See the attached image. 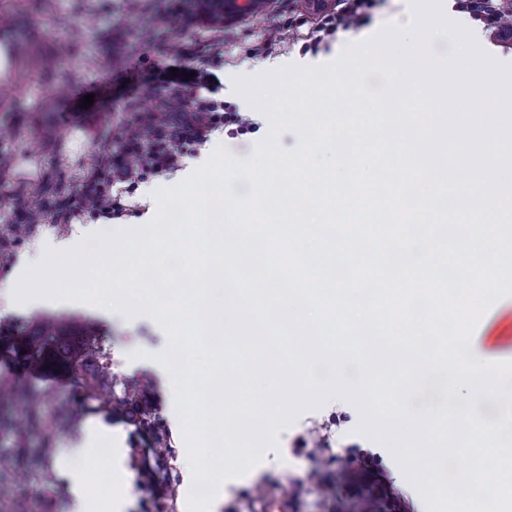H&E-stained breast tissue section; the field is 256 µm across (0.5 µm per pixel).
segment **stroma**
<instances>
[{
	"label": "stroma",
	"mask_w": 512,
	"mask_h": 512,
	"mask_svg": "<svg viewBox=\"0 0 512 512\" xmlns=\"http://www.w3.org/2000/svg\"><path fill=\"white\" fill-rule=\"evenodd\" d=\"M167 3L0 0V59L5 62L0 74V249L7 254L0 262V382H22L45 392L47 423L61 417L59 408L67 410L63 431L47 443L26 431L23 408H11L16 427L0 431V458L22 444L37 449L39 460L18 472L0 470V512H73L76 484L70 472L90 470L101 462L111 481L112 512H156L161 503L167 504V512H189L192 473L173 392L167 372L149 359L167 345L162 327L143 314L129 319L79 302L19 303L12 285L46 250L64 251L82 242L93 249L97 232L148 223L156 207L153 191L183 181L217 146L238 159H249L255 144L267 135L269 122L236 93L235 78L255 75L260 67L269 71L325 65L385 24L409 21L408 0H375L363 26L339 29L335 40L313 54L302 49L314 26L304 0H271L263 14L234 16L221 24L208 18L204 0H189L197 19L194 37L224 43L220 98L252 119L256 130L237 139L216 132L204 147L187 152L178 171L139 182L127 198L131 210L122 218L105 221L87 214L77 223L61 224L50 214L42 223L20 228L35 200L54 207L76 194L96 157L107 153L125 125L127 100L136 99L142 110H155L146 95L153 90L150 75L164 62L153 37L164 23ZM57 52L62 55L61 77L51 81L42 60ZM88 94L94 102L86 107L82 98ZM47 317L93 324L89 345L103 352L110 369L99 387L100 399L112 400L133 386L149 392L162 442H154L126 412L88 408L82 371L26 377L15 371V341ZM137 350L145 351V359L131 360ZM360 419L358 408L342 398L302 412L280 430L277 447L266 452L258 471L220 487L209 512H258L261 494L289 491L298 495L295 512H334L340 501L351 512H363L358 495L327 478L346 461L353 445L375 456L393 494L395 512H418L417 490L387 446L357 433ZM315 429L329 437L328 448L319 453L301 444ZM144 465L154 469V483L142 481Z\"/></svg>",
	"instance_id": "1"
}]
</instances>
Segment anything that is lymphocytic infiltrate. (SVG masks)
<instances>
[{"instance_id":"obj_1","label":"lymphocytic infiltrate","mask_w":512,"mask_h":512,"mask_svg":"<svg viewBox=\"0 0 512 512\" xmlns=\"http://www.w3.org/2000/svg\"><path fill=\"white\" fill-rule=\"evenodd\" d=\"M372 0H336V9L323 13L317 34L306 48L317 51L338 28L364 24ZM166 56L172 68L159 70L155 80L160 107L152 112L132 110L118 137L120 148L108 154L99 175L85 180L79 198L68 199L62 205L64 221L79 218L82 201L97 198L96 217L114 220L122 217L125 205L121 194L148 175H163L178 170L187 147L204 146L211 135L226 130L235 138L251 133L254 124L218 99L219 77L211 67L218 57L211 46H204L189 36L170 37L159 31ZM178 110H171V103ZM339 477L356 492L366 495L367 503L385 497L386 486L367 452H360L355 461L341 466Z\"/></svg>"}]
</instances>
